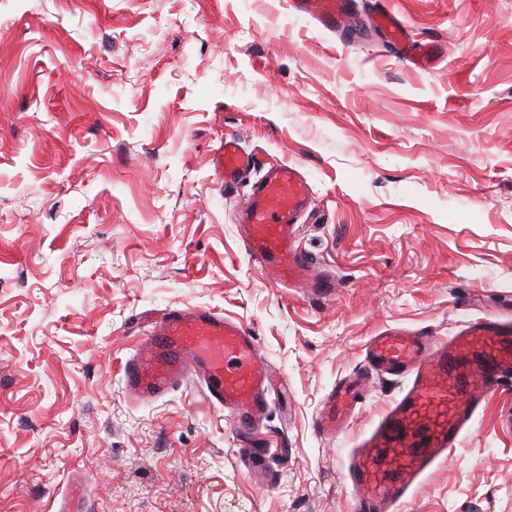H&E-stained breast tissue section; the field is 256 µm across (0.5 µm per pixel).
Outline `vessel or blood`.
<instances>
[{
    "mask_svg": "<svg viewBox=\"0 0 512 512\" xmlns=\"http://www.w3.org/2000/svg\"><path fill=\"white\" fill-rule=\"evenodd\" d=\"M292 4L325 29L348 24L347 0ZM376 22L393 48L417 67L438 63L431 48L410 45L393 13L379 11ZM255 166V156L225 135L216 157L220 180L236 183ZM312 203V189L300 169L275 163L253 182L237 221L245 250L261 271L285 287L308 285L327 297L335 281L315 274L314 259L295 235ZM364 365L406 377L408 383L349 457L354 512H399L458 445L489 397L512 385V316L469 321L445 339L390 329L368 340ZM192 377L202 382L207 403L222 408L239 433L259 428L276 386L275 375L262 366L256 339L240 322L213 309H166L156 334L142 339L125 360L124 389L132 401L151 403ZM357 404L355 386H341L318 418L319 430L328 436L342 431Z\"/></svg>",
    "mask_w": 512,
    "mask_h": 512,
    "instance_id": "b4317fda",
    "label": "vessel or blood"
}]
</instances>
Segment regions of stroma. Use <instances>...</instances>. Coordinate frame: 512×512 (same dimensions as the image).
I'll use <instances>...</instances> for the list:
<instances>
[{
  "instance_id": "35a3bbf8",
  "label": "stroma",
  "mask_w": 512,
  "mask_h": 512,
  "mask_svg": "<svg viewBox=\"0 0 512 512\" xmlns=\"http://www.w3.org/2000/svg\"><path fill=\"white\" fill-rule=\"evenodd\" d=\"M355 38L289 0H0V512H352L349 453L404 379L364 346L512 312V0H348ZM392 9L429 70L369 23ZM314 192L301 244L332 297L286 291L236 222L224 134ZM171 306L241 322L287 385L242 439L191 384L148 403L121 366ZM363 375L354 420L315 421ZM494 394L402 512H512ZM277 449L253 477L242 446Z\"/></svg>"
}]
</instances>
